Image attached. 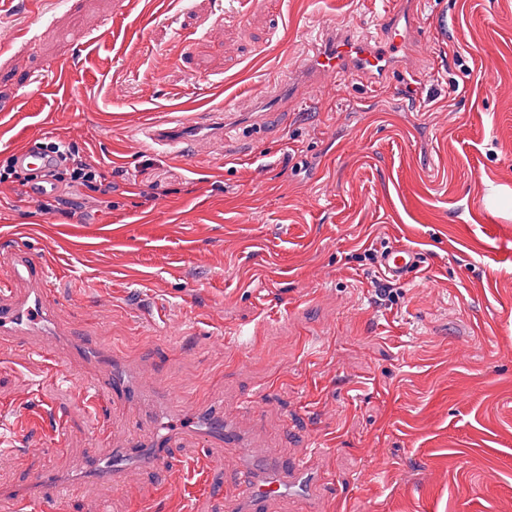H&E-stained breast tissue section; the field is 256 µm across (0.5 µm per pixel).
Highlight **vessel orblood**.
Masks as SVG:
<instances>
[{
  "instance_id": "1",
  "label": "vessel or blood",
  "mask_w": 512,
  "mask_h": 512,
  "mask_svg": "<svg viewBox=\"0 0 512 512\" xmlns=\"http://www.w3.org/2000/svg\"><path fill=\"white\" fill-rule=\"evenodd\" d=\"M384 18L389 29L384 39L375 41L350 33L325 40L313 60L321 78L363 75L383 81L399 71L401 29L410 21L403 0H386ZM212 120V113L195 114L188 135L175 134L158 121L143 124L140 131L167 153L192 159L198 156L201 133ZM9 253L8 275L0 277V344L17 338L26 340L51 369L75 359L91 364L90 376L77 389L81 406L102 401L111 414L132 410L149 420L192 408L195 432L205 445L233 451L234 463L224 473L229 487L224 495V512H266L273 500L288 502L294 512H319L324 472L314 461L283 460L273 450L246 438L235 415L225 411L222 401L198 404L188 392L160 400L151 371H128L111 352L79 340L74 328L59 327L45 257L14 247ZM422 259V253L396 245L385 248L380 257L385 272L395 280L417 269ZM181 438L176 430L149 438L130 428L113 432L104 455L92 462L81 461L76 478L65 479L54 470L40 469L31 473L27 485L40 499L59 500L87 486L112 494L120 480L136 470H151L165 482L171 476L167 451Z\"/></svg>"
}]
</instances>
